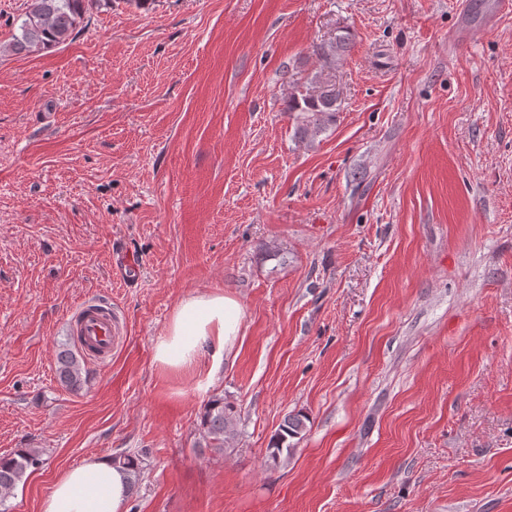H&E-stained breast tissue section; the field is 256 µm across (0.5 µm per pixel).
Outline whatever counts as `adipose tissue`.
<instances>
[{
	"label": "adipose tissue",
	"mask_w": 512,
	"mask_h": 512,
	"mask_svg": "<svg viewBox=\"0 0 512 512\" xmlns=\"http://www.w3.org/2000/svg\"><path fill=\"white\" fill-rule=\"evenodd\" d=\"M241 314L235 299L219 293L184 299L155 347V361L181 370L206 356L212 370H219L240 331ZM130 481L127 468L106 458H88L54 483L42 512H126Z\"/></svg>",
	"instance_id": "obj_1"
}]
</instances>
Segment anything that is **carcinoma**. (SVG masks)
Listing matches in <instances>:
<instances>
[{"label":"carcinoma","instance_id":"cac0c4a2","mask_svg":"<svg viewBox=\"0 0 512 512\" xmlns=\"http://www.w3.org/2000/svg\"><path fill=\"white\" fill-rule=\"evenodd\" d=\"M98 0H29L26 11L17 18V28L11 35L9 49L15 53H35L58 47L73 38L75 30L91 5ZM336 87L312 81L297 85L288 100L297 137L313 140L336 123L338 111ZM56 373L60 382L71 390L82 388L84 378L81 361L76 353L63 347L57 353ZM308 418L290 414L267 448L268 459L275 462L283 452L291 451L286 442L301 436L307 429ZM235 407L214 395L203 406L200 427L205 447L224 453L236 435ZM39 464V454L32 449L19 450L0 457V492L8 493L20 483L28 468Z\"/></svg>","mask_w":512,"mask_h":512}]
</instances>
